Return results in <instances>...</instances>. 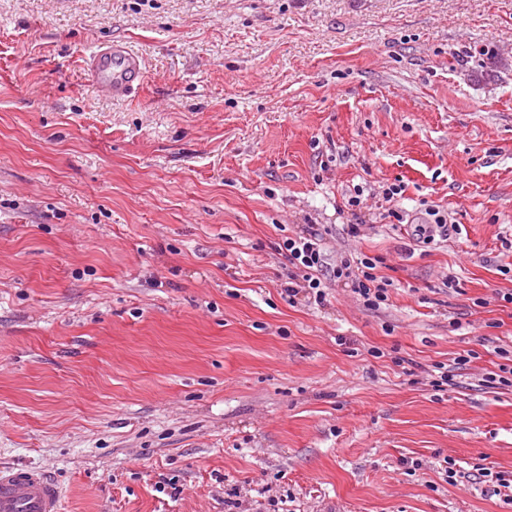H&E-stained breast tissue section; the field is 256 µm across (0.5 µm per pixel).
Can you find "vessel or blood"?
<instances>
[{"label": "vessel or blood", "instance_id": "vessel-or-blood-1", "mask_svg": "<svg viewBox=\"0 0 512 512\" xmlns=\"http://www.w3.org/2000/svg\"><path fill=\"white\" fill-rule=\"evenodd\" d=\"M88 67L98 91L113 98L132 94L143 80L139 59L118 43L93 54ZM0 512H61L60 490L41 471L0 467Z\"/></svg>", "mask_w": 512, "mask_h": 512}]
</instances>
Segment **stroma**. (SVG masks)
I'll return each instance as SVG.
<instances>
[{
  "label": "stroma",
  "mask_w": 512,
  "mask_h": 512,
  "mask_svg": "<svg viewBox=\"0 0 512 512\" xmlns=\"http://www.w3.org/2000/svg\"><path fill=\"white\" fill-rule=\"evenodd\" d=\"M311 224L387 305L287 298ZM510 292L512 0H0V466L62 512H512ZM88 67L98 92L113 98L129 96L143 80L139 59L119 43H112L90 56ZM427 214L434 217L433 222L415 225V230L413 231L419 243L431 244L435 240V235L447 238L451 231L455 232L457 230V225H447L448 219L440 213L439 209L429 208ZM497 355L501 358L510 361L509 364H497L498 371H490L483 375L482 382L490 385L491 387H512V355L506 349L499 348L495 350ZM510 353V358H509ZM471 353H467V355H458L453 359V366L449 365V367H445V365H437L434 368L439 372L440 375L437 378H434L430 381L431 386L436 388H443L444 386L455 385V377L457 376L455 370L466 369L468 363L471 362ZM444 370V371H441ZM479 470H482L481 476L486 478L485 480H482L481 482H485L489 485V487H492V489H489V491H492L493 495H498L503 497V502L507 504L512 503V475L511 478L509 476L501 471H492V468H479ZM503 488V489H502ZM509 492L510 494H508ZM510 501V502H506Z\"/></svg>",
  "instance_id": "stroma-1"
}]
</instances>
